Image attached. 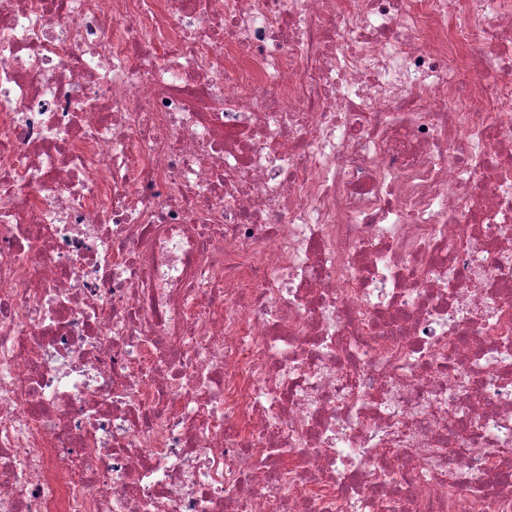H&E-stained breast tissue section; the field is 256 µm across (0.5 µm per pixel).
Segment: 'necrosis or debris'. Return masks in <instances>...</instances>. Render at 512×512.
I'll list each match as a JSON object with an SVG mask.
<instances>
[{"label": "necrosis or debris", "mask_w": 512, "mask_h": 512, "mask_svg": "<svg viewBox=\"0 0 512 512\" xmlns=\"http://www.w3.org/2000/svg\"><path fill=\"white\" fill-rule=\"evenodd\" d=\"M0 512H512V0H0Z\"/></svg>", "instance_id": "1"}]
</instances>
